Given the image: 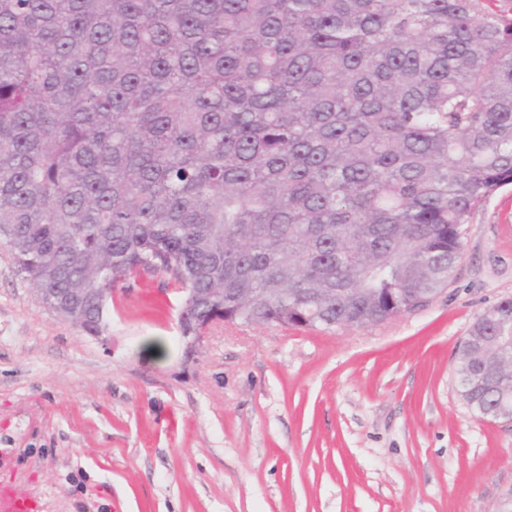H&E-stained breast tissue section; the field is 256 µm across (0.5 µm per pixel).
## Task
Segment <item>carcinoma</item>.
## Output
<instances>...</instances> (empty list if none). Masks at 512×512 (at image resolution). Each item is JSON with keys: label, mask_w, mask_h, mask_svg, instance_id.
Masks as SVG:
<instances>
[{"label": "carcinoma", "mask_w": 512, "mask_h": 512, "mask_svg": "<svg viewBox=\"0 0 512 512\" xmlns=\"http://www.w3.org/2000/svg\"><path fill=\"white\" fill-rule=\"evenodd\" d=\"M512 184V0H0V247L35 293L143 271L217 316L380 323L448 286ZM512 298L458 348L512 415Z\"/></svg>", "instance_id": "cac0c4a2"}]
</instances>
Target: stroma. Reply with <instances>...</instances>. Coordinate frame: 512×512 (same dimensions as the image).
Wrapping results in <instances>:
<instances>
[{"instance_id": "stroma-1", "label": "stroma", "mask_w": 512, "mask_h": 512, "mask_svg": "<svg viewBox=\"0 0 512 512\" xmlns=\"http://www.w3.org/2000/svg\"><path fill=\"white\" fill-rule=\"evenodd\" d=\"M512 297V186L425 306L364 327L214 324L144 272L86 335L0 247V477L42 512H512V421L460 397L457 350Z\"/></svg>"}]
</instances>
